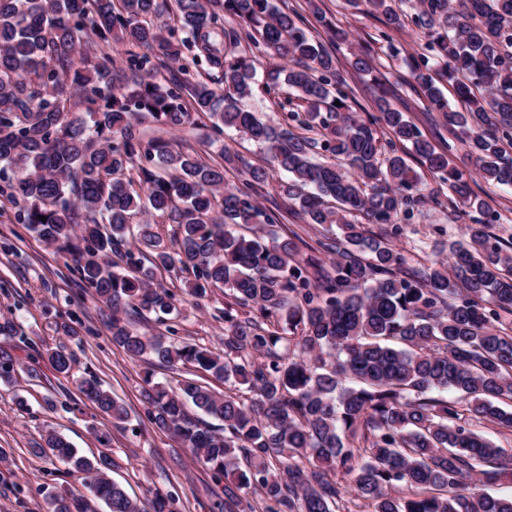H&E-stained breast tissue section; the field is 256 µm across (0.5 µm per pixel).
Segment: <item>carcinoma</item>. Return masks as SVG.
I'll return each instance as SVG.
<instances>
[{
	"label": "carcinoma",
	"instance_id": "cac0c4a2",
	"mask_svg": "<svg viewBox=\"0 0 512 512\" xmlns=\"http://www.w3.org/2000/svg\"><path fill=\"white\" fill-rule=\"evenodd\" d=\"M309 4L312 22L273 0H0V218L71 258L80 285L112 310V342L128 357L154 353L248 389L233 396L188 377L168 388L149 370L143 379L149 423L224 477L217 512H254L243 503L254 493L262 512H342L348 495L367 512H512V498L481 490L511 475L512 459L467 418L512 433V410L493 403L512 400V334L500 327L501 312L512 314V251L489 232L497 213L386 98L379 116L358 119L332 51L348 33L322 43L313 26L322 11ZM366 5L387 27L408 17L424 34L426 53L409 66L428 110L464 135L486 183L511 187L512 0H420L411 17L396 0ZM116 44L128 46L119 70ZM262 57L267 90L292 105L281 121L249 104ZM444 80L465 109L446 98ZM199 115L217 163L140 131L187 128ZM381 125L471 220L446 262L410 267L367 235V224L399 235L424 198L403 157L382 158ZM226 128L259 145L265 163L225 150ZM237 166L244 177L225 183ZM279 170L307 223L329 227L317 242L329 266L273 230L279 212L253 204ZM143 212L177 225L174 250L150 222L131 223ZM160 269L186 275L196 300L224 286V352L171 328L145 336L121 318L181 313L177 294L155 282ZM0 336L30 349L23 366L0 348L4 385L37 376L42 360L61 374L72 367L65 347L42 351L11 320ZM78 388L113 424L128 420L95 375ZM448 389L458 400L433 396ZM188 403L222 427L190 417ZM33 453L65 464L109 512H143L109 477L110 453L81 455L54 432ZM49 499L52 512H88L76 489Z\"/></svg>",
	"mask_w": 512,
	"mask_h": 512
}]
</instances>
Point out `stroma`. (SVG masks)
I'll return each instance as SVG.
<instances>
[{"mask_svg":"<svg viewBox=\"0 0 512 512\" xmlns=\"http://www.w3.org/2000/svg\"><path fill=\"white\" fill-rule=\"evenodd\" d=\"M317 2L326 21L317 30L319 37H326L331 27L349 33L336 66L359 106L376 112V83L390 84L392 106L405 112L438 149L447 151L451 165L465 174L473 190L498 214L491 232L504 244H511L512 187H491L476 173L464 144L449 132L440 113L425 111L422 99L407 81L409 71L402 60L424 53L426 40L420 31L409 24L389 32L390 39L384 42L379 38L384 26L364 0ZM365 44L370 45L374 58V70L368 75L350 65L352 55ZM391 46L398 50L399 59L388 57ZM406 161L425 190L438 193L437 198L429 197L415 207L413 218L403 222L400 235L393 239L409 265L417 267L432 258L435 243L460 239L466 222L456 218L447 187L414 156H407ZM281 182V176H274L253 199L261 207L280 208L283 218L278 232L293 237L303 256H313L322 229L289 210ZM72 268L69 257L42 243L25 225L0 223V321L13 320L37 345H66L74 356L70 374L57 373L44 363L37 377L23 374L15 386L0 384V448L8 452L7 462L0 464V512H49V492L73 486L74 480L61 462L32 452L51 429L86 452L102 445L110 448L112 478L136 497L144 512H150L157 491L175 497L177 512H212L223 481L143 415L145 372H152L155 382L170 387L176 383V374L157 362L130 359L113 344L111 311L88 289L78 286ZM223 310L224 291L213 288L198 306H184L182 315L169 323L150 317L134 321L133 327L155 336L171 326L180 340L218 352L224 348ZM66 324L75 329V337L63 332ZM89 372L125 404L130 415L126 425H111L80 394L77 381Z\"/></svg>","mask_w":512,"mask_h":512,"instance_id":"stroma-1","label":"stroma"}]
</instances>
